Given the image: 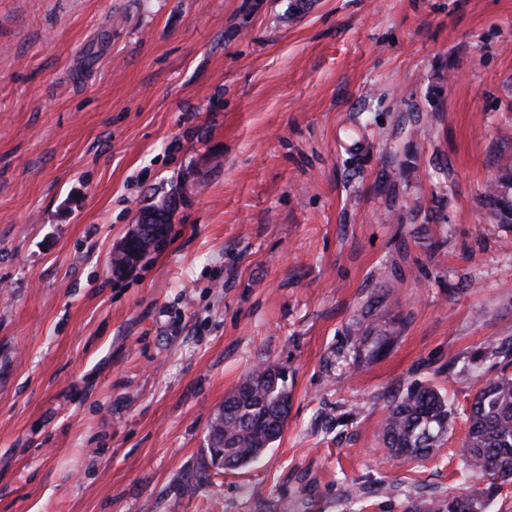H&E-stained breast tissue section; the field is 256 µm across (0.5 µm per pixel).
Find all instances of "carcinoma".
<instances>
[{"label": "carcinoma", "instance_id": "obj_1", "mask_svg": "<svg viewBox=\"0 0 512 512\" xmlns=\"http://www.w3.org/2000/svg\"><path fill=\"white\" fill-rule=\"evenodd\" d=\"M486 220L512 224V159L486 187ZM288 369L265 364L254 369L224 397V429L209 427L203 469L236 471L263 456L282 436L291 409ZM452 411L448 400L428 384L406 389L389 406L382 440L390 456L424 460L448 435ZM464 441L465 471L484 483L480 489L430 500L426 512H487L503 485L512 480V375L479 387L468 410Z\"/></svg>", "mask_w": 512, "mask_h": 512}]
</instances>
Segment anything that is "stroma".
Returning <instances> with one entry per match:
<instances>
[{"label": "stroma", "mask_w": 512, "mask_h": 512, "mask_svg": "<svg viewBox=\"0 0 512 512\" xmlns=\"http://www.w3.org/2000/svg\"><path fill=\"white\" fill-rule=\"evenodd\" d=\"M0 0V512H407L512 363V0ZM168 240L111 257L165 196ZM279 441L199 471L257 366ZM427 382L425 460L382 421ZM500 173L486 187L485 216L490 224H512V158L506 159ZM452 411L432 385L415 384L398 396L386 413L382 440L390 456L424 460L448 435Z\"/></svg>", "instance_id": "stroma-1"}]
</instances>
